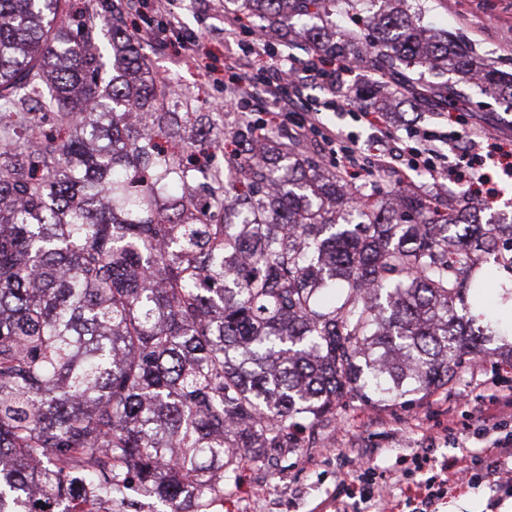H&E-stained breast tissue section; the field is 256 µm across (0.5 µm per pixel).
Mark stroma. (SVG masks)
<instances>
[{
    "mask_svg": "<svg viewBox=\"0 0 512 512\" xmlns=\"http://www.w3.org/2000/svg\"><path fill=\"white\" fill-rule=\"evenodd\" d=\"M156 0H141L137 20L140 43L156 75L173 88L183 109L212 121L223 113L227 130H240L239 105L229 95L232 79L224 70V18L233 6L224 0H172L177 23L169 25L155 11ZM403 9L418 15L434 32L448 31L475 44L480 56L512 73V56L499 50L501 36L512 33V0H404ZM384 0H328L326 10L337 31H358L362 43L375 37L373 21ZM69 9L95 27V44L104 62L112 60L110 22L113 11L129 14V0H69ZM501 100L471 88L459 109L446 112L442 130L456 132L480 116L495 123L506 112ZM498 356L464 360L451 391H437L399 405L378 406L354 397L338 410L336 425L316 437L311 448H299L274 460L243 458L234 477L224 483V498L208 512H330L345 493L340 479L350 457L365 456L371 467L391 474L410 465L415 449H429L432 459L469 454L473 441L453 444L436 439L438 405L475 399L498 379Z\"/></svg>",
    "mask_w": 512,
    "mask_h": 512,
    "instance_id": "stroma-1",
    "label": "stroma"
}]
</instances>
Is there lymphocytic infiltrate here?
Segmentation results:
<instances>
[{"instance_id": "f902f5d3", "label": "lymphocytic infiltrate", "mask_w": 512, "mask_h": 512, "mask_svg": "<svg viewBox=\"0 0 512 512\" xmlns=\"http://www.w3.org/2000/svg\"><path fill=\"white\" fill-rule=\"evenodd\" d=\"M275 55L274 45L260 39L245 48L227 52L224 65L239 76L235 100L272 104L281 118L297 115L295 138L304 141L316 137L328 149L343 144L349 155H356V147L350 144V132L343 126L324 123L323 104L309 102L303 94L307 86L315 85L325 97L324 104H337L347 69H328L311 60L284 69L274 65ZM407 137L417 141L414 151L404 147L403 140ZM407 137L399 136L394 120L375 125L371 136L373 149L361 165L364 176L391 175L406 182L411 172L421 171L428 176L432 191L443 194L448 173L446 156L440 149L444 135L431 128L415 127ZM443 431L452 441L463 436L481 440L482 453L435 465L428 455H416L417 466H429L430 474L423 480L408 479L407 486L413 491L407 499L409 512H439L440 505L454 489L479 487L491 474L512 471V390L491 394L469 405L462 417L456 410H449Z\"/></svg>"}]
</instances>
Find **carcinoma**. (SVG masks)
Here are the masks:
<instances>
[{
  "instance_id": "1",
  "label": "carcinoma",
  "mask_w": 512,
  "mask_h": 512,
  "mask_svg": "<svg viewBox=\"0 0 512 512\" xmlns=\"http://www.w3.org/2000/svg\"><path fill=\"white\" fill-rule=\"evenodd\" d=\"M68 0H0V512H102L134 491L160 512L224 495L239 456H285L373 404L448 388L512 324L476 323L485 255L512 224H470L416 188L375 206L296 145L217 157L224 128L188 112L134 30L112 21V71ZM327 0H241L259 30L294 17L309 48L378 71L473 84L504 77L459 40L392 9L377 40L336 33Z\"/></svg>"
}]
</instances>
